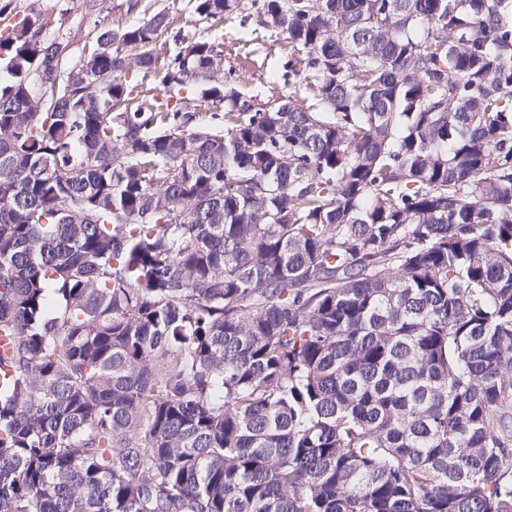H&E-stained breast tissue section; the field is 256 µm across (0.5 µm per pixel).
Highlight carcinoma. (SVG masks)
<instances>
[{"label":"carcinoma","instance_id":"carcinoma-1","mask_svg":"<svg viewBox=\"0 0 512 512\" xmlns=\"http://www.w3.org/2000/svg\"><path fill=\"white\" fill-rule=\"evenodd\" d=\"M189 4L0 36V512H512V0ZM239 20L226 22L221 28L224 38V64L237 59L249 66L241 77L240 90L247 95L257 96L258 100L264 102L291 91H296L298 97L305 96L303 87L298 84L294 88L282 83L278 86L270 83V75L280 69L283 60L288 56L287 42L277 37L257 40L252 32L255 25L251 21L240 24Z\"/></svg>","mask_w":512,"mask_h":512}]
</instances>
